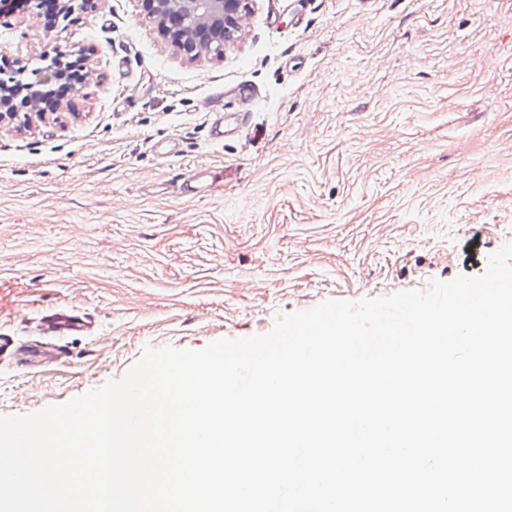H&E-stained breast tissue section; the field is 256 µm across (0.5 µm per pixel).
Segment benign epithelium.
Here are the masks:
<instances>
[{"instance_id": "obj_1", "label": "benign epithelium", "mask_w": 512, "mask_h": 512, "mask_svg": "<svg viewBox=\"0 0 512 512\" xmlns=\"http://www.w3.org/2000/svg\"><path fill=\"white\" fill-rule=\"evenodd\" d=\"M58 15L45 26L50 33L72 16L88 13L95 7V0H55ZM148 15L155 18L164 32L172 38L180 52L189 59L203 52L224 54L238 31V17L242 0H141ZM44 0H0V18L17 10L41 11ZM23 66L0 67V121L28 117L30 112L55 109L59 99L48 90L63 85L71 94L86 85L81 51L73 48L52 49L47 64L25 76Z\"/></svg>"}]
</instances>
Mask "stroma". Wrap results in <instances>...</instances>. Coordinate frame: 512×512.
<instances>
[{"mask_svg":"<svg viewBox=\"0 0 512 512\" xmlns=\"http://www.w3.org/2000/svg\"><path fill=\"white\" fill-rule=\"evenodd\" d=\"M84 49L89 85L0 123V331L87 317L40 366L0 360V415L200 350L326 299L479 275L512 243V0H245L223 55L181 56L139 0L45 32L0 19L28 69ZM255 92L238 133L213 115ZM215 188L178 193L195 170ZM44 319L47 330L59 337L79 335L85 328L83 317L70 312L58 311Z\"/></svg>","mask_w":512,"mask_h":512,"instance_id":"1","label":"stroma"}]
</instances>
